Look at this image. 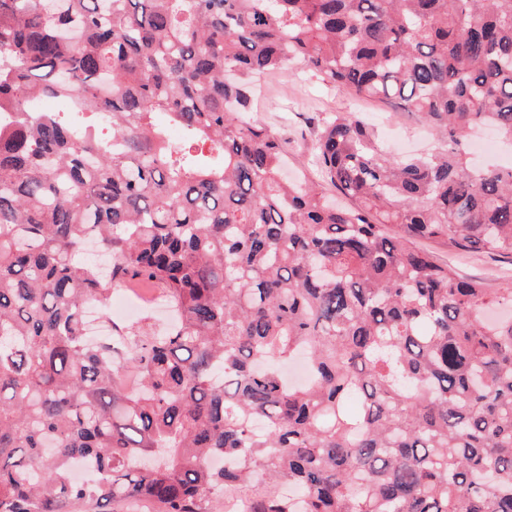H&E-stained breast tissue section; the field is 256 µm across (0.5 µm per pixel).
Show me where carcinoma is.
<instances>
[{"instance_id":"cac0c4a2","label":"carcinoma","mask_w":512,"mask_h":512,"mask_svg":"<svg viewBox=\"0 0 512 512\" xmlns=\"http://www.w3.org/2000/svg\"><path fill=\"white\" fill-rule=\"evenodd\" d=\"M291 64L437 145L400 157L336 113L311 158L349 205L288 180L250 106ZM2 112L0 512H512V314L484 316L512 277L414 245L512 258V167L461 149L512 146V0H0ZM133 280L169 324L112 321ZM420 249L431 250L443 262L453 264L462 278L476 279L484 283L485 288H489L491 293L498 290L501 283V275L505 270L512 269V259L500 255L488 253H473L463 258H456L448 254V251L438 249L433 243L427 240L416 242Z\"/></svg>"}]
</instances>
